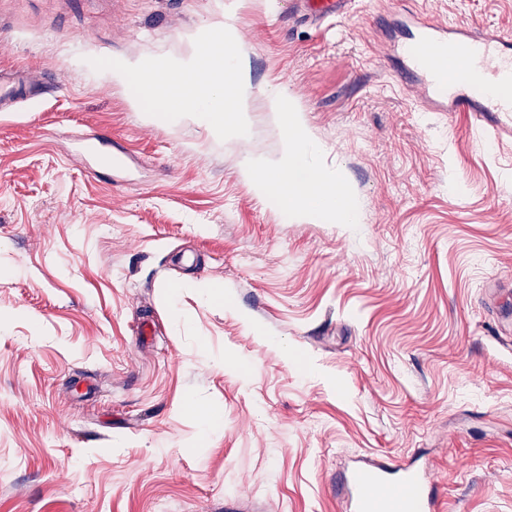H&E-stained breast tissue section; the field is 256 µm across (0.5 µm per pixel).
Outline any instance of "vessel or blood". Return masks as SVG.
<instances>
[{"label":"vessel or blood","instance_id":"vessel-or-blood-1","mask_svg":"<svg viewBox=\"0 0 512 512\" xmlns=\"http://www.w3.org/2000/svg\"><path fill=\"white\" fill-rule=\"evenodd\" d=\"M299 16L316 25L350 14L354 0H294ZM401 46L410 68L423 78L422 99L431 112L511 113L512 96L492 94L512 85V34L474 26H451L429 14L408 21ZM483 84H476L474 72ZM47 79L25 70H0V112H15L40 97ZM349 512H438L425 471L391 460L347 471Z\"/></svg>","mask_w":512,"mask_h":512}]
</instances>
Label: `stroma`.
<instances>
[{
  "instance_id": "stroma-1",
  "label": "stroma",
  "mask_w": 512,
  "mask_h": 512,
  "mask_svg": "<svg viewBox=\"0 0 512 512\" xmlns=\"http://www.w3.org/2000/svg\"><path fill=\"white\" fill-rule=\"evenodd\" d=\"M224 3L0 0V67L58 75L0 113V512H346L354 459L411 457L444 512H512V117L424 111L391 74L401 12L512 33V0L319 27L237 0L250 132L224 141L143 120L89 64L190 57ZM272 89L358 223L250 189L246 158L281 149Z\"/></svg>"
}]
</instances>
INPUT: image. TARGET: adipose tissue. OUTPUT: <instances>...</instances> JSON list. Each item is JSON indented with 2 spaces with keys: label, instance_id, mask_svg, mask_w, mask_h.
Here are the masks:
<instances>
[{
  "label": "adipose tissue",
  "instance_id": "obj_1",
  "mask_svg": "<svg viewBox=\"0 0 512 512\" xmlns=\"http://www.w3.org/2000/svg\"><path fill=\"white\" fill-rule=\"evenodd\" d=\"M268 97L282 128L281 152L276 160L248 163L244 173L250 189L293 222L356 223L354 193L346 177L313 162L323 146L309 132L302 112L285 91L272 90Z\"/></svg>",
  "mask_w": 512,
  "mask_h": 512
}]
</instances>
